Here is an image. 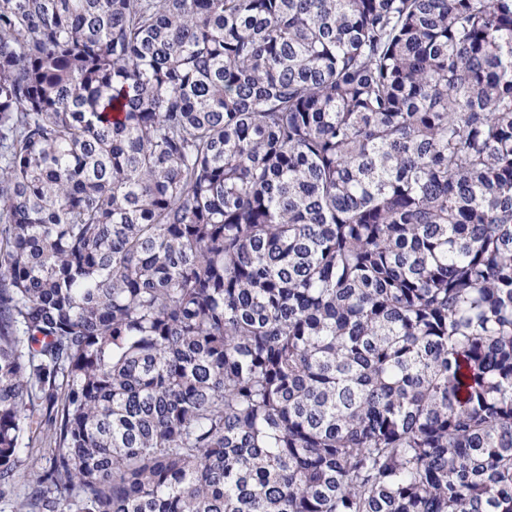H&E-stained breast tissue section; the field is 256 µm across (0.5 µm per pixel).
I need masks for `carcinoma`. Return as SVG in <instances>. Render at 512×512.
<instances>
[{
  "instance_id": "cac0c4a2",
  "label": "carcinoma",
  "mask_w": 512,
  "mask_h": 512,
  "mask_svg": "<svg viewBox=\"0 0 512 512\" xmlns=\"http://www.w3.org/2000/svg\"><path fill=\"white\" fill-rule=\"evenodd\" d=\"M12 512H512V0H0Z\"/></svg>"
}]
</instances>
